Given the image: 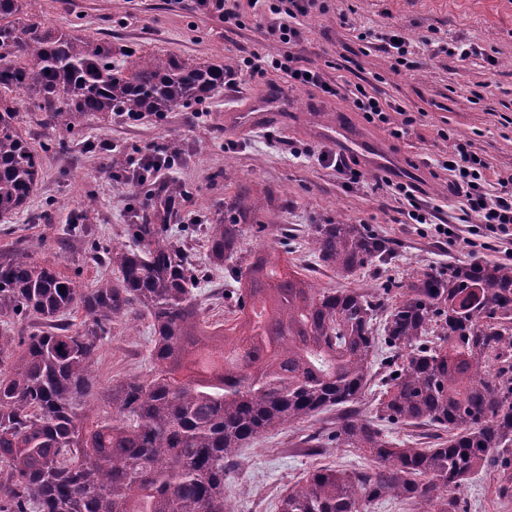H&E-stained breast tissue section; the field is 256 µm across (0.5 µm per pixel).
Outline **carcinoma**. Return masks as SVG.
<instances>
[{"label": "carcinoma", "mask_w": 512, "mask_h": 512, "mask_svg": "<svg viewBox=\"0 0 512 512\" xmlns=\"http://www.w3.org/2000/svg\"><path fill=\"white\" fill-rule=\"evenodd\" d=\"M26 9V0H0L1 222L24 209L42 172L18 128L20 96L68 128L90 112H173L224 88L222 62L149 55L119 64L108 43L21 21ZM261 210L241 200L237 215L205 230L210 264L245 281L220 336L204 329L200 277L163 202L134 212L128 243L104 252L115 276L93 288L25 250L0 254V512H232L224 471L238 449L356 402L382 355L394 364L379 419L435 427L434 447L396 443L346 410L332 438L373 468L313 469L279 512H365L382 498L458 512L453 492L512 445V265L417 266L400 299L383 303L318 288L275 258L247 261L240 219ZM311 245L345 279L394 255L360 224H313ZM141 314L149 372L101 390L95 371L111 327ZM33 319L52 330L12 335ZM100 400L110 412L92 419Z\"/></svg>", "instance_id": "carcinoma-1"}]
</instances>
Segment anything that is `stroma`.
Returning a JSON list of instances; mask_svg holds the SVG:
<instances>
[{
	"label": "stroma",
	"mask_w": 512,
	"mask_h": 512,
	"mask_svg": "<svg viewBox=\"0 0 512 512\" xmlns=\"http://www.w3.org/2000/svg\"><path fill=\"white\" fill-rule=\"evenodd\" d=\"M331 10L300 18L303 42L298 51L305 65L319 70L339 88L324 97L314 87H289L285 74L250 77L245 58L273 52L258 21L268 14L267 0H240L241 25L223 21L217 10L196 0H30L43 27L74 30L111 44L114 56L127 53L175 54L191 62H223L233 81L206 101L173 112L146 114L139 121L115 114L89 115L75 127L50 123L48 114L23 99L19 125L33 147L44 148L41 180L23 211L0 224V251L25 247L40 262L92 288L110 278L111 266L92 262L93 251L125 241L132 210L145 207L149 194L167 190L182 195L184 208L171 220L199 271L205 294L203 318L220 328L233 318V302L224 296V272L210 267L204 230L223 218L243 198L261 200L264 211L245 230L248 254L274 255L290 269H309L321 288L350 287L389 300L408 270L419 265L487 260L512 264V248L492 237L465 241L468 226L448 189L441 161L458 141L488 164L485 190L498 192L499 179L512 176V0H325ZM398 32L411 44L407 63L388 55L381 35ZM371 82L382 97L403 106L411 124L402 138L368 124L347 94L354 85ZM275 111L273 122L257 130H230L228 112H245L256 103ZM344 118L357 132L380 141L402 166L400 182L418 185L417 197L433 211V221L409 220L406 201L365 170L360 184L349 186L335 168L320 163L317 152L335 151L332 138L319 136L325 116ZM65 150H46L48 142ZM109 142L124 154L130 168L155 147L176 151L164 183L137 186L112 171ZM96 206L86 210L84 203ZM275 214L286 234L256 232ZM83 224L91 237H75L71 227ZM314 224H363L394 248L396 257L378 272L342 280L316 268L308 243ZM446 224L454 238L437 234ZM149 322L112 330L97 365L101 385L129 373L149 370ZM336 410L308 421L277 428L239 449L224 475V498L233 512H278L288 488L317 466L362 471L369 458L330 441ZM462 512H512V491L499 488L493 468H486L458 493Z\"/></svg>",
	"instance_id": "35a3bbf8"
}]
</instances>
